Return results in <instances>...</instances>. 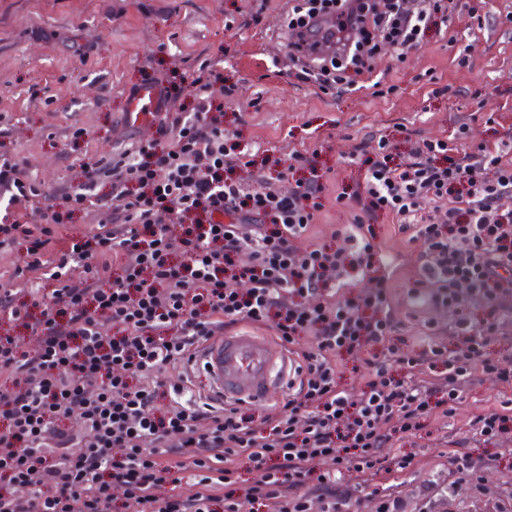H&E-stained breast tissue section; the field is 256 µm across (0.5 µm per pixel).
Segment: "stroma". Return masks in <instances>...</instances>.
<instances>
[{
	"label": "stroma",
	"instance_id": "stroma-1",
	"mask_svg": "<svg viewBox=\"0 0 512 512\" xmlns=\"http://www.w3.org/2000/svg\"><path fill=\"white\" fill-rule=\"evenodd\" d=\"M448 0L447 27L412 49L406 62L377 52L374 74L396 93L339 94L298 82L288 57L286 19L293 0H0V151L23 162L40 188L64 193L81 182V165L109 160L151 139L153 125L128 124L130 90L145 76L192 71L207 62L223 71L234 97L224 105L231 142L281 160L308 150L324 173L326 205L296 245L333 242L349 210L335 201L339 187L362 181L361 143L386 137L400 150L417 140L445 139L465 128L467 142L512 144V0ZM469 66H458L459 52ZM450 86L432 96L433 86ZM408 274L394 281L391 306L411 349L452 345L460 318L512 320V301L478 302L466 311L436 309L410 296ZM448 418L433 417L401 445L380 449L384 469H356L333 460L316 464L336 473V496L311 512H512V428L485 440L473 419L512 398L493 377L477 374ZM467 457L474 478H460L450 454ZM408 458L400 468V458Z\"/></svg>",
	"mask_w": 512,
	"mask_h": 512
}]
</instances>
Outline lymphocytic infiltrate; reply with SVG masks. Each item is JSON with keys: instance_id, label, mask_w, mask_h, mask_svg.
Listing matches in <instances>:
<instances>
[{"instance_id": "lymphocytic-infiltrate-1", "label": "lymphocytic infiltrate", "mask_w": 512, "mask_h": 512, "mask_svg": "<svg viewBox=\"0 0 512 512\" xmlns=\"http://www.w3.org/2000/svg\"><path fill=\"white\" fill-rule=\"evenodd\" d=\"M447 10V0H407L389 17L378 0H301L287 24L294 76L349 92L350 74L371 71L379 47L406 61ZM326 13L346 40L314 56L297 37ZM188 78L189 109L173 84L151 79L161 89L154 138L85 164L73 191L41 190L19 160L0 155V249L25 242L23 273L34 283L22 305L0 289V313L19 328L0 334V512H116L121 497L142 512L254 503L310 512L313 496L336 494L314 462L378 468V449L395 435L456 411L474 370L512 387V360L484 355L498 321L476 334L459 320L453 348L414 352L397 336L391 274L369 291L349 288L352 272L384 263L371 223L383 214L395 234L424 245L410 267L413 296L446 308L512 295V161L499 147L437 139L400 153L384 137L364 143L363 195L336 197L353 211L346 246L301 250L295 239L324 206L318 176L302 175L305 154L293 152L284 170L296 180L291 193L266 180L244 186V154L225 139L212 92L223 72L203 63ZM32 202L43 204L44 223H22ZM89 204L105 218L55 250L57 227ZM240 323L272 329L286 347L311 340L297 388L260 421L242 404L164 380L176 366L199 369L206 344ZM358 355L368 376L354 394L337 362ZM239 461L255 475L243 490Z\"/></svg>"}]
</instances>
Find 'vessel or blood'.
<instances>
[{"mask_svg": "<svg viewBox=\"0 0 512 512\" xmlns=\"http://www.w3.org/2000/svg\"><path fill=\"white\" fill-rule=\"evenodd\" d=\"M320 27L321 34L306 36V44L312 46L317 55L335 52L338 43L328 36L329 31L336 28L335 20H323ZM157 96L156 88L141 89L129 102V121H147L155 108ZM204 359L208 363L207 372L216 391L230 401L269 398L272 388L285 377L291 367V357L283 346L269 337L249 331L221 336L211 341Z\"/></svg>", "mask_w": 512, "mask_h": 512, "instance_id": "vessel-or-blood-1", "label": "vessel or blood"}]
</instances>
